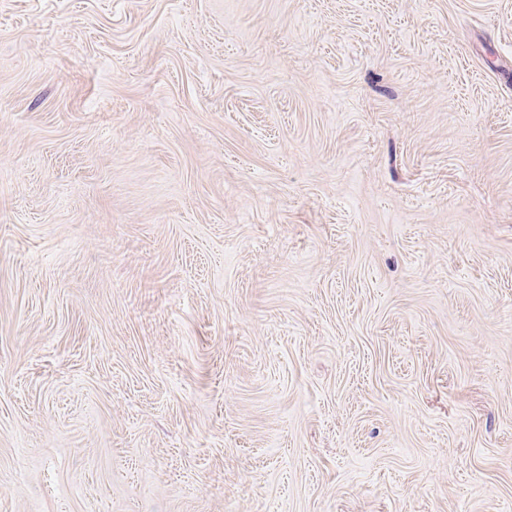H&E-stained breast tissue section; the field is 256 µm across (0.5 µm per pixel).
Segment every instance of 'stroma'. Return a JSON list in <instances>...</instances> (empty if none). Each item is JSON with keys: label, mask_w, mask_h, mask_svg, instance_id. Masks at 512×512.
<instances>
[{"label": "stroma", "mask_w": 512, "mask_h": 512, "mask_svg": "<svg viewBox=\"0 0 512 512\" xmlns=\"http://www.w3.org/2000/svg\"><path fill=\"white\" fill-rule=\"evenodd\" d=\"M0 512H512V0H0Z\"/></svg>", "instance_id": "35a3bbf8"}]
</instances>
